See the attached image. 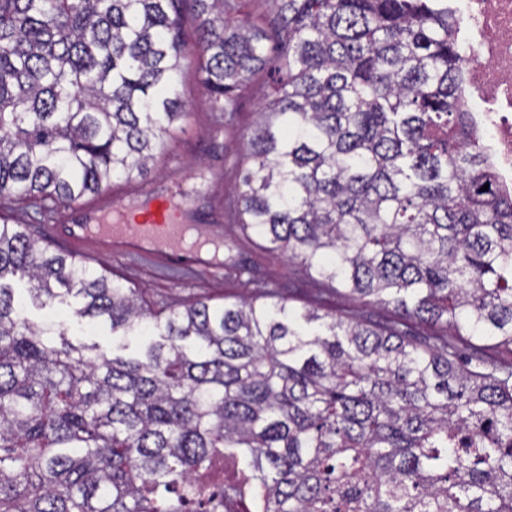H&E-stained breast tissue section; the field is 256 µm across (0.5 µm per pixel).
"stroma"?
<instances>
[{
	"label": "stroma",
	"mask_w": 512,
	"mask_h": 512,
	"mask_svg": "<svg viewBox=\"0 0 512 512\" xmlns=\"http://www.w3.org/2000/svg\"><path fill=\"white\" fill-rule=\"evenodd\" d=\"M276 79L273 73L255 77L241 90L238 111L228 123L221 125L214 118L194 68H186L180 91L190 112L167 152L147 175L113 180L108 188L86 196L76 207L57 204L44 216L29 206L17 204L13 207V219L24 224L41 244L59 254L63 248L57 236L48 235L47 227L70 219L73 210L108 205L116 198L135 202L176 187L181 191L187 223L204 225L215 235L224 237L234 264L188 271L161 268L143 259L105 251L90 253L92 266L106 270L124 287L141 289L151 311L168 312L199 299L221 303L269 293L274 300L287 301L297 309L312 306L320 299L326 308L339 315L358 310L376 323L395 320L393 309L366 305L323 289L300 262L288 261L284 254L270 251L261 238L244 230L239 222L234 185L239 180L245 144L258 118V108ZM240 266L245 269L241 275L236 272ZM6 282L23 302V317L38 324L50 319L63 323L73 342L96 345L106 351L123 347L131 354L139 352L144 344L137 337L113 335L108 322L78 320L70 306L42 307L33 303L26 283L18 278L10 276Z\"/></svg>",
	"instance_id": "35a3bbf8"
}]
</instances>
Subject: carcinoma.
<instances>
[{
  "label": "carcinoma",
  "mask_w": 512,
  "mask_h": 512,
  "mask_svg": "<svg viewBox=\"0 0 512 512\" xmlns=\"http://www.w3.org/2000/svg\"><path fill=\"white\" fill-rule=\"evenodd\" d=\"M0 0V512H512V192L463 109L448 0ZM192 15L187 34L182 16ZM267 93L239 221L333 292L326 321L241 298L161 316L6 213L148 172L187 113ZM489 185L488 190L481 187ZM42 304L148 336L136 357L20 317ZM442 324L464 357L414 326ZM224 455V494L187 484Z\"/></svg>",
  "instance_id": "cac0c4a2"
}]
</instances>
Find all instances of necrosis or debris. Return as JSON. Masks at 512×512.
Returning a JSON list of instances; mask_svg holds the SVG:
<instances>
[{
	"label": "necrosis or debris",
	"instance_id": "4bbe7bcc",
	"mask_svg": "<svg viewBox=\"0 0 512 512\" xmlns=\"http://www.w3.org/2000/svg\"><path fill=\"white\" fill-rule=\"evenodd\" d=\"M466 54L464 108L486 146L495 186L512 191V0H454Z\"/></svg>",
	"mask_w": 512,
	"mask_h": 512
}]
</instances>
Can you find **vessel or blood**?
Instances as JSON below:
<instances>
[{"instance_id":"vessel-or-blood-1","label":"vessel or blood","mask_w":512,"mask_h":512,"mask_svg":"<svg viewBox=\"0 0 512 512\" xmlns=\"http://www.w3.org/2000/svg\"><path fill=\"white\" fill-rule=\"evenodd\" d=\"M114 220L103 223L98 209L84 211L81 221L64 224L60 232L77 252L90 244L114 253L144 258L160 267L179 260L189 267H211L202 248L206 243L203 229L189 231L181 220V206L170 196L152 199L147 207L131 210L122 201L112 204Z\"/></svg>"}]
</instances>
